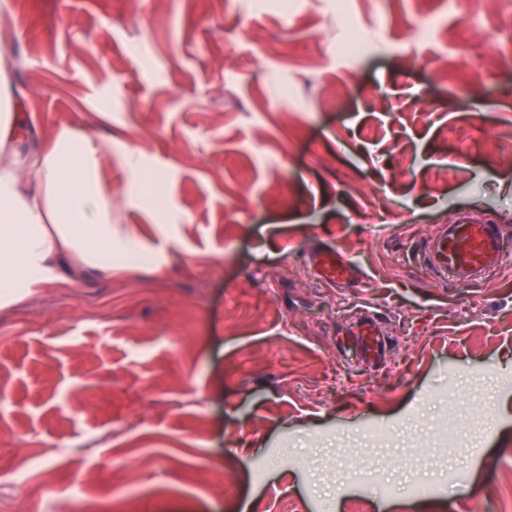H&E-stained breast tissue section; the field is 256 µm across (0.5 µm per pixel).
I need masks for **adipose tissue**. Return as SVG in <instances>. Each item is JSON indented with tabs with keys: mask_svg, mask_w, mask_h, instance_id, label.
<instances>
[{
	"mask_svg": "<svg viewBox=\"0 0 512 512\" xmlns=\"http://www.w3.org/2000/svg\"><path fill=\"white\" fill-rule=\"evenodd\" d=\"M0 55V309L87 270L111 274L113 258L152 266L154 254L120 236L103 153L87 135L62 130L26 152L34 125Z\"/></svg>",
	"mask_w": 512,
	"mask_h": 512,
	"instance_id": "adipose-tissue-1",
	"label": "adipose tissue"
}]
</instances>
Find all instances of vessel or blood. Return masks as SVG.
I'll return each mask as SVG.
<instances>
[{
  "label": "vessel or blood",
  "mask_w": 512,
  "mask_h": 512,
  "mask_svg": "<svg viewBox=\"0 0 512 512\" xmlns=\"http://www.w3.org/2000/svg\"><path fill=\"white\" fill-rule=\"evenodd\" d=\"M505 239L503 225L459 219L437 227L424 246L422 262L435 280L476 282L502 265ZM307 265L315 278L333 288L359 276L358 266L333 248L312 251ZM349 334V345L360 362L372 364L380 360L386 342L377 321L365 319Z\"/></svg>",
  "instance_id": "obj_1"
}]
</instances>
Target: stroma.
Wrapping results in <instances>:
<instances>
[{"label": "stroma", "instance_id": "1", "mask_svg": "<svg viewBox=\"0 0 512 512\" xmlns=\"http://www.w3.org/2000/svg\"><path fill=\"white\" fill-rule=\"evenodd\" d=\"M7 2L40 138L111 143L161 262L0 310V468L57 490L26 512H512V252L471 285L416 259L464 214L512 237L497 0H350L357 28L336 0ZM324 245L359 278L313 280ZM367 312L370 366L339 350Z\"/></svg>", "mask_w": 512, "mask_h": 512}]
</instances>
